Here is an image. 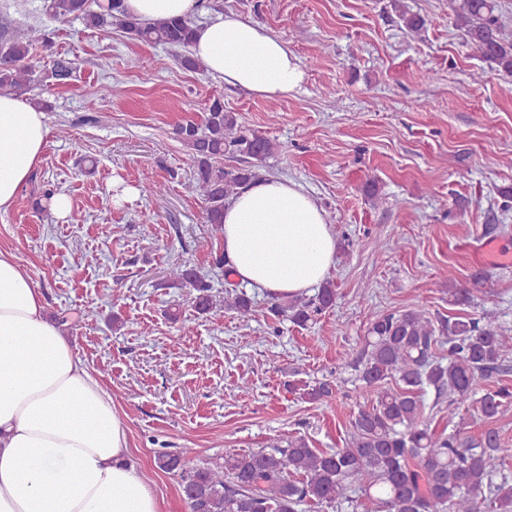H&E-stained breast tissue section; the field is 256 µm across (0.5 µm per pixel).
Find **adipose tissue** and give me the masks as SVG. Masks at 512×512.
I'll list each match as a JSON object with an SVG mask.
<instances>
[{
    "label": "adipose tissue",
    "mask_w": 512,
    "mask_h": 512,
    "mask_svg": "<svg viewBox=\"0 0 512 512\" xmlns=\"http://www.w3.org/2000/svg\"><path fill=\"white\" fill-rule=\"evenodd\" d=\"M198 0H125L144 22L181 18ZM195 56L225 83L273 100L304 73L255 23L220 14L199 24ZM50 129L31 101L0 92V211L43 158ZM234 278L275 296L308 293L328 275L336 240L324 211L294 181H253L224 209ZM0 512H159L129 462L111 393L75 354L64 327L15 254L0 248Z\"/></svg>",
    "instance_id": "obj_1"
}]
</instances>
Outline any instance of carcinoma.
<instances>
[{"mask_svg":"<svg viewBox=\"0 0 512 512\" xmlns=\"http://www.w3.org/2000/svg\"><path fill=\"white\" fill-rule=\"evenodd\" d=\"M392 6L409 32L423 29L424 18L410 12L404 0H392ZM43 9L56 20L80 19L91 28L115 24L135 40L182 50L177 56L181 67H201L190 52L196 25L188 17L141 22L124 12L122 0H105L96 10L87 0H44ZM455 21L485 61L512 75V27L503 21L498 0H458ZM37 44L50 47L48 34L0 19V91L29 90L34 81L31 52ZM174 134L189 151L205 223L220 231L226 201L256 177L250 165L224 168V156L262 162L279 146L246 132L243 117L225 111L219 98L210 102L202 122L186 120ZM168 276L195 291L200 314L221 303L242 319L255 312L242 293L228 291L224 300L217 299L213 286L191 268L174 267ZM335 299V284L327 280L311 298H273L269 311L304 326ZM443 345L448 346L446 359L436 355ZM507 347L506 329L491 312L448 320L434 319L418 307L374 314L367 351L355 368L368 386L393 380L398 389L378 391L371 405L357 412L344 447L323 450L303 436L288 435L264 448L198 462L191 459L190 448L159 451L156 468L179 476L189 512H299L305 504L319 512H339L343 506L353 512H512V480L502 470L496 432L477 439L458 432L437 434L423 399L431 389L435 403H472L484 420L507 414L511 390L479 394L483 380L504 371ZM334 392L326 379L303 389V397L317 402Z\"/></svg>","mask_w":512,"mask_h":512,"instance_id":"carcinoma-1","label":"carcinoma"}]
</instances>
